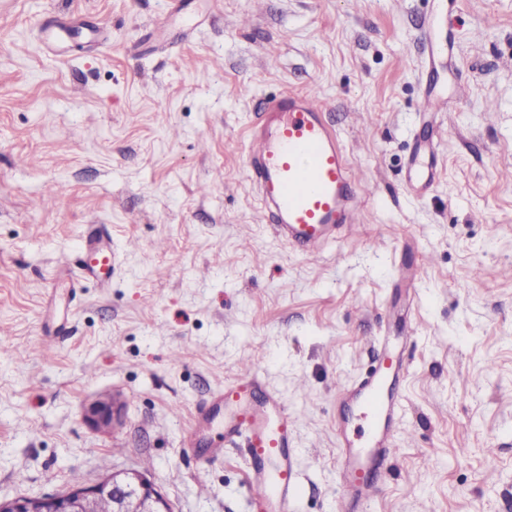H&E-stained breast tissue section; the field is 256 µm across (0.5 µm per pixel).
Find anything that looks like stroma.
<instances>
[{
	"label": "stroma",
	"mask_w": 512,
	"mask_h": 512,
	"mask_svg": "<svg viewBox=\"0 0 512 512\" xmlns=\"http://www.w3.org/2000/svg\"><path fill=\"white\" fill-rule=\"evenodd\" d=\"M438 4L0 0V500L144 467L173 512H260L243 441L195 427L249 359L296 419L290 512H344L338 389L385 337L403 411L353 512H512V0H464L432 69ZM73 15L56 59L39 28ZM284 91L324 103L367 187L314 260L273 237L243 154ZM417 143L443 159L426 188ZM88 224L120 254L111 287L50 292ZM434 164L435 162L432 155L428 165H425L420 147L416 146L409 162V182L412 183V180L417 181L425 179L426 182L430 183L434 179Z\"/></svg>",
	"instance_id": "1"
}]
</instances>
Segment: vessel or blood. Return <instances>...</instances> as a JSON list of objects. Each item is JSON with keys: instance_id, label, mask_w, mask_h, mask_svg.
Returning a JSON list of instances; mask_svg holds the SVG:
<instances>
[{"instance_id": "b4317fda", "label": "vessel or blood", "mask_w": 512, "mask_h": 512, "mask_svg": "<svg viewBox=\"0 0 512 512\" xmlns=\"http://www.w3.org/2000/svg\"><path fill=\"white\" fill-rule=\"evenodd\" d=\"M78 25L75 17L55 19L42 26L41 35L50 50L61 54ZM324 112L310 94L274 98L251 128L244 148L263 211L269 213L276 234L305 256L322 250L339 225L355 223L362 200L347 151ZM119 263L111 238L90 227L83 236L81 259L65 271L71 283L91 280L106 288ZM403 368L400 350L382 344L376 364L348 393L364 422L357 435L345 429L339 433L340 472L348 497L367 500L373 493L368 476L379 467L393 437ZM219 416L225 439L247 437L250 485L263 512H290L300 483L287 405L276 395L264 394L261 376L252 370L198 407L196 420L208 425Z\"/></svg>"}]
</instances>
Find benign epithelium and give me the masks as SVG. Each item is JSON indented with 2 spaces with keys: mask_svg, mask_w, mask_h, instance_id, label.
Listing matches in <instances>:
<instances>
[{
  "mask_svg": "<svg viewBox=\"0 0 512 512\" xmlns=\"http://www.w3.org/2000/svg\"><path fill=\"white\" fill-rule=\"evenodd\" d=\"M112 417L110 403L98 402L89 407L87 418L97 425H110ZM109 495L115 512H172L169 501L138 469L114 471L92 487L74 484L63 495L0 502V512H94L98 500Z\"/></svg>",
  "mask_w": 512,
  "mask_h": 512,
  "instance_id": "benign-epithelium-1",
  "label": "benign epithelium"
}]
</instances>
